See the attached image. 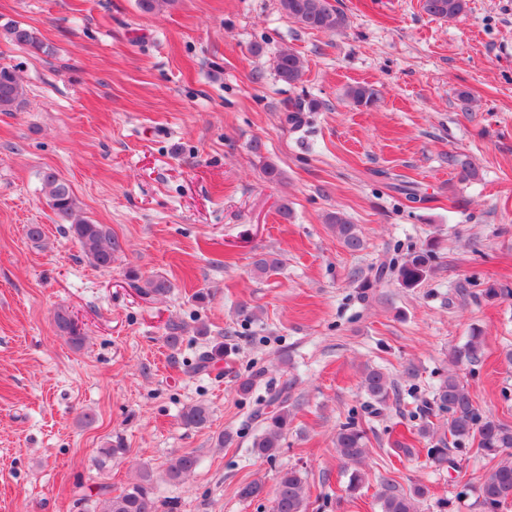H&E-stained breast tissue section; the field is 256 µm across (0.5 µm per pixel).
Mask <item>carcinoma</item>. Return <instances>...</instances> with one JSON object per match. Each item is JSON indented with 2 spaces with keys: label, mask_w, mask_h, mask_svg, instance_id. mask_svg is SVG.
<instances>
[{
  "label": "carcinoma",
  "mask_w": 512,
  "mask_h": 512,
  "mask_svg": "<svg viewBox=\"0 0 512 512\" xmlns=\"http://www.w3.org/2000/svg\"><path fill=\"white\" fill-rule=\"evenodd\" d=\"M281 9L300 27L322 33H335L347 24V16L330 0H280ZM422 10L438 19H457L468 8V0H421ZM25 48L33 53H50L49 46L40 38L38 31L16 21L8 20L0 24V39ZM275 71L279 79L288 84L301 80L304 71L303 61L291 48L279 50L275 58ZM27 90L19 81L15 70L0 66V112H17L26 103ZM346 96L359 106L374 102V89L365 85H353L346 90ZM42 191L47 204L54 213L69 224L68 233L80 245L86 259L97 268L112 267L114 256L121 250L120 243L104 224H94L78 214V204L69 183L55 171L41 173ZM336 237L351 252L362 250L364 241L358 226L343 215L332 212L326 216ZM433 245L413 252L402 264L393 261L378 266L376 281L393 278L403 288H415L428 276L433 259ZM136 290L146 297H163L171 290L170 281L162 275L141 279L136 273L128 275ZM55 326L60 335L74 348L84 346L85 336L71 312L66 308L55 311ZM479 336L473 335L461 347L453 351L457 364L473 363L478 358ZM224 358V346L216 344L211 350L199 356L196 370L204 372L218 360ZM360 388L367 396V407L377 410L384 407L394 386L387 375L374 367H365ZM288 387L284 386L269 397L267 405L274 409L266 413L263 426L253 443L255 454L261 458L276 457L282 447L283 436L291 424L292 414L288 409ZM448 413V425L442 430L429 419L433 409ZM423 419L418 435L434 442L430 448L434 459L454 466L455 461L448 456V445H458L470 438L478 439V448L486 455L495 458L505 448H512V426L485 414L476 406L467 384L456 374L440 379L433 391L431 400L421 408ZM209 406L197 403L188 406L183 414V423L189 427L202 428L210 422ZM336 453L344 467H354L349 475V488L357 490L364 482V474L357 469L367 453L364 431L355 423L348 422L336 432ZM198 458L192 453L175 455L167 468V477L177 481L195 470ZM306 476L297 468L280 471L274 490L272 512H306ZM424 491L416 486L407 492L396 489L392 483L380 485L376 499L381 512H418L419 500ZM101 512H158L159 505L154 497L153 476L144 470L137 482L117 495L107 486L99 489ZM480 504L488 512H498L502 506L512 503V456L494 463L486 472L479 487Z\"/></svg>",
  "instance_id": "cac0c4a2"
}]
</instances>
